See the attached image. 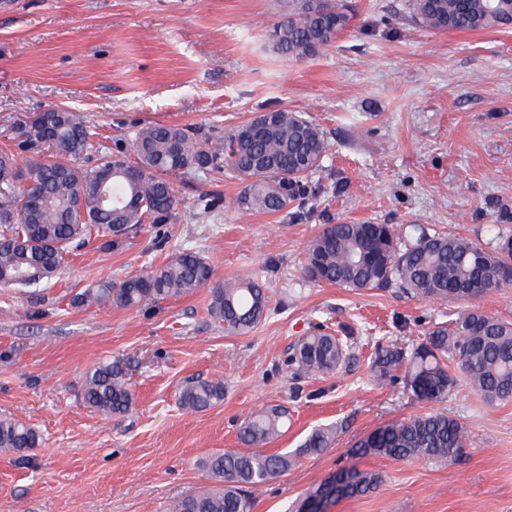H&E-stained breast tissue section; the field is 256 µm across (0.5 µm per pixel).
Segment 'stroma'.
Returning <instances> with one entry per match:
<instances>
[{
    "label": "stroma",
    "mask_w": 512,
    "mask_h": 512,
    "mask_svg": "<svg viewBox=\"0 0 512 512\" xmlns=\"http://www.w3.org/2000/svg\"><path fill=\"white\" fill-rule=\"evenodd\" d=\"M352 21L327 51L273 53L277 0H0V148L39 156L23 128L50 108L87 115L104 151L164 123L218 139L258 113H308L328 149L309 178L301 219L244 212L230 167L180 175L170 220L129 231L122 246L91 239L50 283L0 288V417L43 437L0 451V512H164L207 488L199 460L242 449L238 425L268 404L290 420L264 453L298 451L315 428L336 442L251 495V512H296L341 468L382 475L379 487L329 512H512V401L488 405L458 384L442 408L471 445L455 462L355 458L377 426L427 412L403 386L369 374L376 343L409 348L462 303L424 302L394 287L352 291L309 279V241L326 224H391L495 243L512 236V28L439 32L411 18V0H343ZM192 248L218 279L262 283L267 316L244 334L208 313V289L134 309L78 296L165 264ZM358 328L355 359L295 379L284 361L314 325ZM110 362L129 379L131 411L107 418L79 397L85 374ZM224 381L223 404L193 412L187 384Z\"/></svg>",
    "instance_id": "1"
}]
</instances>
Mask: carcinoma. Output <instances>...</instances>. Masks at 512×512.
<instances>
[{
    "mask_svg": "<svg viewBox=\"0 0 512 512\" xmlns=\"http://www.w3.org/2000/svg\"><path fill=\"white\" fill-rule=\"evenodd\" d=\"M413 18L437 31H477L512 27V0H412ZM352 16L340 0H288V13L269 30L268 42L279 56L302 60L336 42ZM23 134L45 145L48 160L18 162L0 151V287L30 288L53 280L68 256L92 236L121 237L142 224H161L180 205L169 176L206 175L229 158L243 183L233 204L243 211L277 214L306 195L307 177L321 167L327 151L323 130L300 112H261L213 144L190 127L155 124L132 139L130 152L103 153L86 116L71 110L41 113ZM92 153L98 162L79 160ZM304 272L317 282L351 290L396 286L421 301H464L494 292L512 281V238L492 248L463 236L421 233L404 246L391 224H327L306 248ZM206 288L208 312L233 331L244 333L267 315L264 286L251 278L219 280L213 266L190 248L177 250L164 265L118 283L105 281L80 294V302L133 309ZM351 359V337L340 338L322 325L300 337L288 358L297 376L328 374ZM381 387L403 383L413 396L439 403L461 381L495 405L512 400V322L475 305L449 324L428 330L411 350L377 345L370 363ZM82 403L107 417L133 405L130 384L102 363L90 369L81 388ZM224 402V381L201 380L180 392L182 407L202 411ZM288 408L269 405L239 424L240 440L259 448L279 437ZM336 427L311 431L302 455L331 447ZM42 435L13 419L0 418V450L21 452L42 445ZM470 445L465 427L447 412L393 420L359 438L351 453L393 461L423 458L456 461ZM298 454V455H300ZM298 455L215 452L200 462L217 486L167 504L165 512H250L246 493L292 469ZM382 475L356 468L339 469L316 490L334 485L328 500L362 497L374 491Z\"/></svg>",
    "mask_w": 512,
    "mask_h": 512,
    "instance_id": "1",
    "label": "carcinoma"
}]
</instances>
